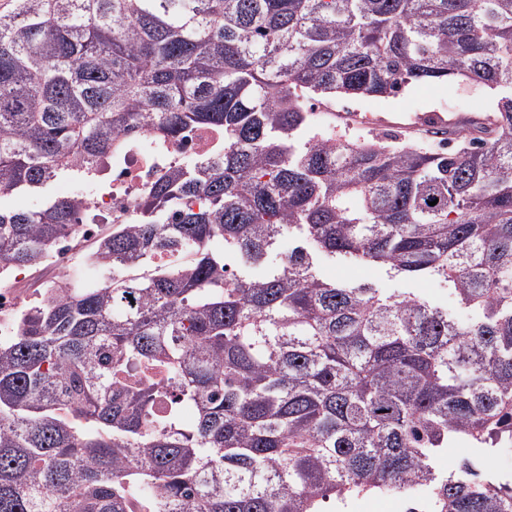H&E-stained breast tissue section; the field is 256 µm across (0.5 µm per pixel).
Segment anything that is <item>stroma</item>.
<instances>
[{
    "label": "stroma",
    "instance_id": "1",
    "mask_svg": "<svg viewBox=\"0 0 512 512\" xmlns=\"http://www.w3.org/2000/svg\"><path fill=\"white\" fill-rule=\"evenodd\" d=\"M496 104V94L486 87L462 80L450 86L414 85L395 96L376 99L327 97L307 100V109L318 108L339 132L348 137L389 134L399 140L426 138L425 116L439 114L457 119L467 115L481 116ZM326 275L367 281L388 292L411 291L441 304L451 302L448 285L429 280L405 281L386 274L385 270L345 262L325 264Z\"/></svg>",
    "mask_w": 512,
    "mask_h": 512
}]
</instances>
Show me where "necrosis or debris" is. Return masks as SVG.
I'll list each match as a JSON object with an SVG mask.
<instances>
[{"instance_id":"1","label":"necrosis or debris","mask_w":512,"mask_h":512,"mask_svg":"<svg viewBox=\"0 0 512 512\" xmlns=\"http://www.w3.org/2000/svg\"><path fill=\"white\" fill-rule=\"evenodd\" d=\"M223 149V130L210 127L193 129L174 142H159L148 133L124 138L101 184L72 187V197L91 217L85 221L80 236L67 239L64 247L46 262L43 271L47 283L76 275L89 281L101 280L105 267L86 252V243L100 237L103 225L128 223L136 204L166 170L189 159L217 155ZM35 296L28 276L18 275L0 283V337L16 334L18 314Z\"/></svg>"}]
</instances>
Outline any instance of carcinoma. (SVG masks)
<instances>
[{
	"label": "carcinoma",
	"mask_w": 512,
	"mask_h": 512,
	"mask_svg": "<svg viewBox=\"0 0 512 512\" xmlns=\"http://www.w3.org/2000/svg\"><path fill=\"white\" fill-rule=\"evenodd\" d=\"M456 78L497 94L474 137L308 133L310 95ZM200 126L224 153L159 176L97 240L111 271L47 286L0 343V512H321L421 488L440 512H512V485L481 475L512 445V0L0 10V192L93 179L124 135ZM78 208L0 202V269L42 267ZM186 241L185 263L138 274ZM338 258L444 283L465 318L319 273ZM145 365L166 383L113 380ZM458 439L478 455L439 472Z\"/></svg>",
	"instance_id": "cac0c4a2"
}]
</instances>
